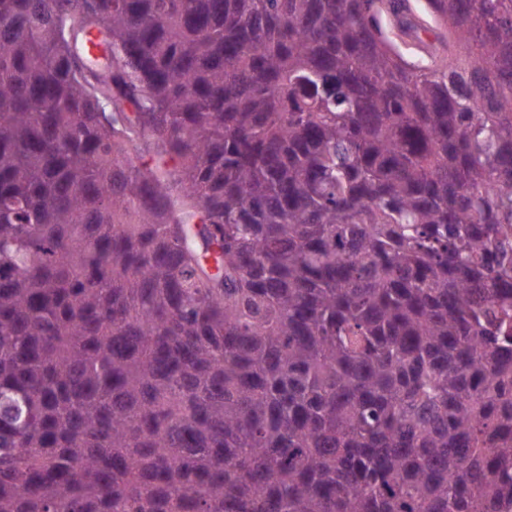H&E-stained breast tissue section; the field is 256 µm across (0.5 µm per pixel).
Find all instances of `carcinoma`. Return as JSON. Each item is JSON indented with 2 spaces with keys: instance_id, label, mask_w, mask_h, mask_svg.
Returning a JSON list of instances; mask_svg holds the SVG:
<instances>
[{
  "instance_id": "cac0c4a2",
  "label": "carcinoma",
  "mask_w": 512,
  "mask_h": 512,
  "mask_svg": "<svg viewBox=\"0 0 512 512\" xmlns=\"http://www.w3.org/2000/svg\"><path fill=\"white\" fill-rule=\"evenodd\" d=\"M425 14L0 0V512H512V0Z\"/></svg>"
}]
</instances>
